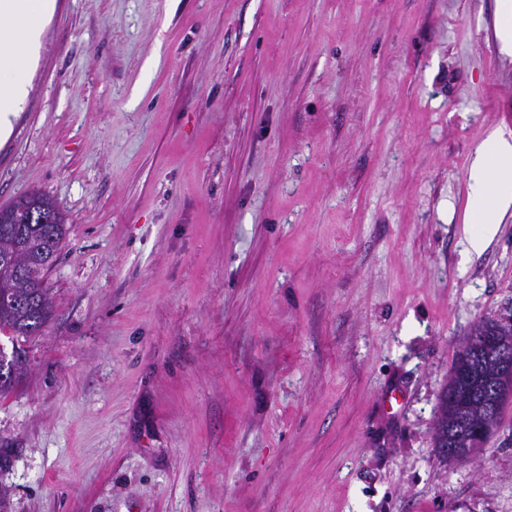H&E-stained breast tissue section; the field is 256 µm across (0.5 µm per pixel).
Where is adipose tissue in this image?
Wrapping results in <instances>:
<instances>
[{"label":"adipose tissue","instance_id":"ef3b65f1","mask_svg":"<svg viewBox=\"0 0 512 512\" xmlns=\"http://www.w3.org/2000/svg\"><path fill=\"white\" fill-rule=\"evenodd\" d=\"M55 0H0V141L9 137L18 108L29 96L45 23ZM471 252L481 253L512 212V139L491 135L470 165Z\"/></svg>","mask_w":512,"mask_h":512}]
</instances>
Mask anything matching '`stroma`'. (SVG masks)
<instances>
[{"label": "stroma", "mask_w": 512, "mask_h": 512, "mask_svg": "<svg viewBox=\"0 0 512 512\" xmlns=\"http://www.w3.org/2000/svg\"><path fill=\"white\" fill-rule=\"evenodd\" d=\"M497 0H56L0 206L70 226L0 398V512H512V405L433 447L512 217L468 174L512 134ZM472 212L468 231L470 252L481 253L499 224L512 211V139L498 134L476 147L470 165Z\"/></svg>", "instance_id": "stroma-1"}]
</instances>
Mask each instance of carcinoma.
<instances>
[{
    "mask_svg": "<svg viewBox=\"0 0 512 512\" xmlns=\"http://www.w3.org/2000/svg\"><path fill=\"white\" fill-rule=\"evenodd\" d=\"M53 213L55 224H28L34 213ZM70 228L56 202L40 192H30L0 206V340L11 343V354L0 346V397L9 394L26 376L30 358L24 342L44 333L51 319V305L43 283L67 243ZM492 327L484 319L473 326L468 337L483 336L486 341L465 357L457 352L450 369L455 378L451 389H443L438 404L446 407L461 431L456 450L475 442L481 399L495 360L488 354L491 344L512 336V326L489 334Z\"/></svg>",
    "mask_w": 512,
    "mask_h": 512,
    "instance_id": "carcinoma-1",
    "label": "carcinoma"
}]
</instances>
